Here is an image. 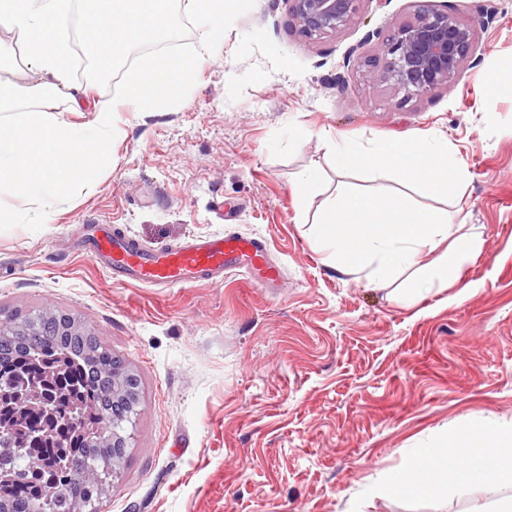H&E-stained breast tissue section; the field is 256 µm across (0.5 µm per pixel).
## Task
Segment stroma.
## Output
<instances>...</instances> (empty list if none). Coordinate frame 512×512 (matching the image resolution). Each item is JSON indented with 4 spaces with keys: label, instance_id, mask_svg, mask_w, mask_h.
<instances>
[{
    "label": "stroma",
    "instance_id": "1",
    "mask_svg": "<svg viewBox=\"0 0 512 512\" xmlns=\"http://www.w3.org/2000/svg\"><path fill=\"white\" fill-rule=\"evenodd\" d=\"M420 0H363L341 30L308 41L288 0H237L213 37L221 49L179 104L132 112L135 64L103 75L81 56L83 109L55 115L91 132L93 104L114 102L112 160L71 208L0 223V319L54 305L93 326L140 376L143 404L101 512H472L511 494L486 477L470 497L384 493L381 476L462 425L512 426V92L486 104L483 76L512 83V0H429L474 29L460 74L408 97L365 62ZM437 132L463 159L462 199L402 187L391 172L337 167L330 143ZM319 181L292 193L301 172ZM405 190L425 211L461 204L482 251L423 299L394 300L326 261L316 223L336 190ZM113 224L162 248L207 234L260 235L282 273L259 286L119 285L76 248L83 225Z\"/></svg>",
    "mask_w": 512,
    "mask_h": 512
}]
</instances>
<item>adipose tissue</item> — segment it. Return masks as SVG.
I'll return each mask as SVG.
<instances>
[{
    "mask_svg": "<svg viewBox=\"0 0 512 512\" xmlns=\"http://www.w3.org/2000/svg\"><path fill=\"white\" fill-rule=\"evenodd\" d=\"M170 0H0V27L20 42L35 80L27 87L2 79L15 66L0 49V194L24 196L49 213L70 203L74 186L86 180L107 153L116 129L115 106L94 105L95 134L79 137L52 110L66 98L72 111L81 103L69 95L76 65L67 27L80 15L93 61L111 68L135 44H148L169 23ZM215 51L205 41L195 55L147 59L125 87V100L138 112H162L179 100L185 85ZM29 110H21V100ZM340 168L394 172L401 182L441 196L462 193L468 172L450 150L446 137L419 136L333 144ZM79 154V169L69 164ZM459 209L422 212L404 193L369 195L339 192L329 197L317 223L316 241L337 271L367 283L405 281L398 297L413 302L436 284L456 278L464 255L481 251L478 234L465 230ZM512 487V430L488 422L461 428L431 448L418 449L409 470L386 473L381 491L432 498L445 489L472 494L486 475Z\"/></svg>",
    "mask_w": 512,
    "mask_h": 512,
    "instance_id": "obj_1",
    "label": "adipose tissue"
}]
</instances>
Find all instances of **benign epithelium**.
Listing matches in <instances>:
<instances>
[{"instance_id": "1", "label": "benign epithelium", "mask_w": 512, "mask_h": 512, "mask_svg": "<svg viewBox=\"0 0 512 512\" xmlns=\"http://www.w3.org/2000/svg\"><path fill=\"white\" fill-rule=\"evenodd\" d=\"M290 24L312 40L347 26L362 0H289ZM473 40V28L424 5L413 21L400 26L380 52L367 61L369 71L413 95L454 79Z\"/></svg>"}]
</instances>
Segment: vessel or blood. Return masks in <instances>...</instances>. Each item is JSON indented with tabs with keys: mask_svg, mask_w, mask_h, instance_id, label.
I'll use <instances>...</instances> for the list:
<instances>
[{
	"mask_svg": "<svg viewBox=\"0 0 512 512\" xmlns=\"http://www.w3.org/2000/svg\"><path fill=\"white\" fill-rule=\"evenodd\" d=\"M79 248L95 257L116 283L170 286L211 281L246 264L259 271L261 285L280 279L279 269L269 261L268 243L260 237H192L164 249H149L98 224L83 235Z\"/></svg>",
	"mask_w": 512,
	"mask_h": 512,
	"instance_id": "b4317fda",
	"label": "vessel or blood"
}]
</instances>
